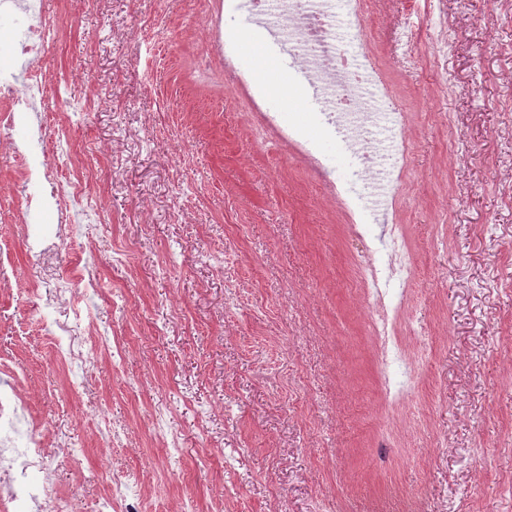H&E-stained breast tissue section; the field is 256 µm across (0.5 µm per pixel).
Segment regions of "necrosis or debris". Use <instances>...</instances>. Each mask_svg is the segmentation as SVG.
Masks as SVG:
<instances>
[{
  "label": "necrosis or debris",
  "instance_id": "necrosis-or-debris-1",
  "mask_svg": "<svg viewBox=\"0 0 512 512\" xmlns=\"http://www.w3.org/2000/svg\"><path fill=\"white\" fill-rule=\"evenodd\" d=\"M0 14L24 22L19 29L0 31V53L9 58L8 65H0V151L8 154L17 174L11 193L19 204L17 231L30 262L40 270L27 291L41 312L37 334L54 362L82 368L90 350L108 346L113 363H121L125 342L106 339L92 325L88 301L100 290L95 269L78 260L62 271L44 270L64 243L104 230L89 191L92 174L81 166L68 127L54 122L46 87L54 85L66 111L75 115L86 114L93 100L72 98L65 82H49L46 61L61 32L41 0H0ZM248 22L291 59L308 93L323 99L322 125L358 160L357 177L368 198L358 203L341 196L337 202L378 229L376 244L366 248L362 263L366 288L382 295L390 280L403 278L394 211L395 191L405 173V137L399 116L389 118L388 152L384 159L375 158L371 140L386 118L372 108L383 100L373 59L367 54L350 58L337 50L330 0H252ZM18 128L26 129L24 140L14 138ZM47 212L53 223L42 222ZM24 378L20 363L0 357V512H78L77 496L61 494L56 473L62 467L80 468L81 454L65 448L48 452L22 391ZM87 512H147L136 475L112 471L107 491L88 504Z\"/></svg>",
  "mask_w": 512,
  "mask_h": 512
}]
</instances>
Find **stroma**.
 Returning <instances> with one entry per match:
<instances>
[{"label":"stroma","instance_id":"obj_1","mask_svg":"<svg viewBox=\"0 0 512 512\" xmlns=\"http://www.w3.org/2000/svg\"><path fill=\"white\" fill-rule=\"evenodd\" d=\"M247 3L44 0L49 72L97 99L71 136L85 163L110 159L90 184L110 218L94 323L128 344L117 369L90 354L88 395L0 326L48 449L83 452L60 489L93 497L124 468L159 512H512V0H364L356 17L336 0L338 47L372 54L405 120L395 220L416 286L397 310L360 288L354 229L297 146L349 183L354 157L287 60L267 47L250 85L228 74L256 38ZM15 236L0 214V308L32 327Z\"/></svg>","mask_w":512,"mask_h":512}]
</instances>
